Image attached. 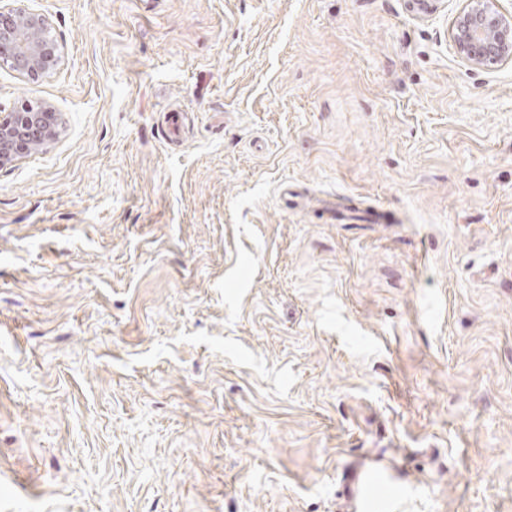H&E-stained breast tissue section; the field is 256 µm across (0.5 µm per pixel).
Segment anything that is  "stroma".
I'll return each mask as SVG.
<instances>
[{"mask_svg":"<svg viewBox=\"0 0 512 512\" xmlns=\"http://www.w3.org/2000/svg\"><path fill=\"white\" fill-rule=\"evenodd\" d=\"M463 5L23 0L0 512H347L369 458L379 512H512V63ZM0 1V66L35 81L53 69L57 44L47 17L39 12L2 6ZM451 28L461 59L476 68L512 63V11L500 0H466ZM44 105H26L23 112L0 115V168L31 150L47 147L56 136V113Z\"/></svg>","mask_w":512,"mask_h":512,"instance_id":"stroma-1","label":"stroma"}]
</instances>
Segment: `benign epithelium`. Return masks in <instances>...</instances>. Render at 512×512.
Listing matches in <instances>:
<instances>
[{
  "label": "benign epithelium",
  "instance_id": "7a95c632",
  "mask_svg": "<svg viewBox=\"0 0 512 512\" xmlns=\"http://www.w3.org/2000/svg\"><path fill=\"white\" fill-rule=\"evenodd\" d=\"M500 0H466L451 28L461 59L476 68L512 63V12ZM57 44L47 17L0 5V66L35 81L53 69ZM56 136V113L44 105L0 115V168L23 154L47 147Z\"/></svg>",
  "mask_w": 512,
  "mask_h": 512
}]
</instances>
